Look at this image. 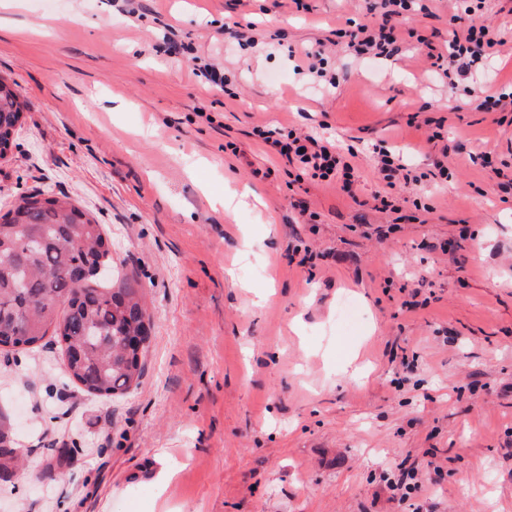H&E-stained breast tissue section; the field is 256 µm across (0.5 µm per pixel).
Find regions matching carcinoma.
<instances>
[{
  "mask_svg": "<svg viewBox=\"0 0 512 512\" xmlns=\"http://www.w3.org/2000/svg\"><path fill=\"white\" fill-rule=\"evenodd\" d=\"M27 104L0 79V158L7 156L23 124ZM105 246L101 225L67 197L33 191L0 214V257L16 272L0 277V347L30 349L51 332L82 357L64 363L69 379L84 392L110 397L139 384L144 352L127 338L151 320L140 283L125 277L111 291L98 278L78 285L68 270ZM66 300L59 316L52 302Z\"/></svg>",
  "mask_w": 512,
  "mask_h": 512,
  "instance_id": "obj_1",
  "label": "carcinoma"
}]
</instances>
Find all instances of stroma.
Masks as SVG:
<instances>
[{
  "instance_id": "35a3bbf8",
  "label": "stroma",
  "mask_w": 512,
  "mask_h": 512,
  "mask_svg": "<svg viewBox=\"0 0 512 512\" xmlns=\"http://www.w3.org/2000/svg\"><path fill=\"white\" fill-rule=\"evenodd\" d=\"M306 2L152 0L138 21L128 0H22L0 24V77L28 103L0 209L68 196L152 316L138 387L109 399L66 378L56 337L0 352V411L26 458L25 476L0 477V512H153L162 464L168 512H512V112L475 102L488 77L512 95V49L450 84L416 41L389 59L348 50L336 30L369 21L365 0ZM428 7L406 25L439 46L465 4ZM42 15L51 33L29 34ZM234 22L255 23L258 45L229 43ZM168 32L190 52L156 53ZM318 45L337 81L325 95L295 69ZM203 54L233 95L192 75ZM263 124L353 146V194L295 182L251 137ZM381 142L420 184L386 188ZM483 151L507 168L471 162ZM245 186L235 212L208 199ZM385 191L401 213L375 210ZM415 292L427 304L407 310ZM412 460L442 472L404 500L387 481Z\"/></svg>"
}]
</instances>
